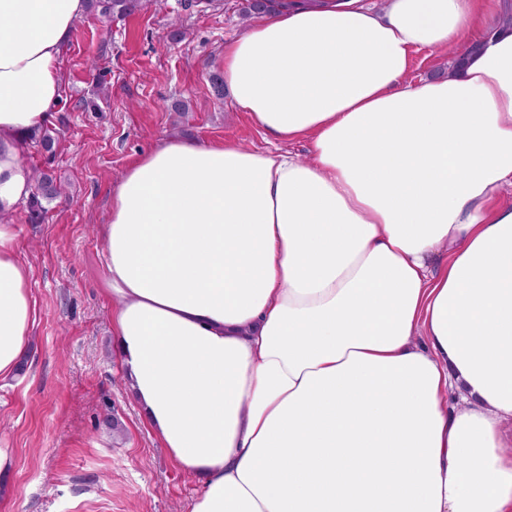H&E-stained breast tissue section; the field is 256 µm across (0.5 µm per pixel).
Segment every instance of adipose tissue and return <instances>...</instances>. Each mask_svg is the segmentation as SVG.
I'll return each instance as SVG.
<instances>
[{
    "label": "adipose tissue",
    "mask_w": 512,
    "mask_h": 512,
    "mask_svg": "<svg viewBox=\"0 0 512 512\" xmlns=\"http://www.w3.org/2000/svg\"><path fill=\"white\" fill-rule=\"evenodd\" d=\"M502 2L260 13L223 77L275 149L167 139L113 185L112 334L145 423L203 484L189 512H512ZM85 9L0 0V388L36 320L8 218ZM451 44L452 72L408 79Z\"/></svg>",
    "instance_id": "obj_1"
}]
</instances>
